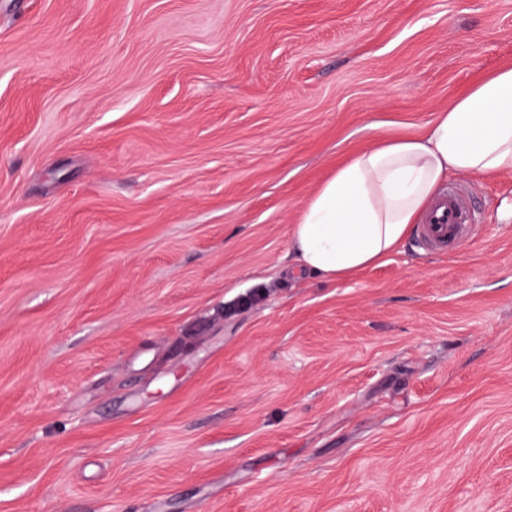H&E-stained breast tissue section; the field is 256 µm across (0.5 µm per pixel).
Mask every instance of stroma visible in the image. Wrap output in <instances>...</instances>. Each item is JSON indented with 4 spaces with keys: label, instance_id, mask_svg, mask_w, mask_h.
<instances>
[{
    "label": "stroma",
    "instance_id": "obj_1",
    "mask_svg": "<svg viewBox=\"0 0 512 512\" xmlns=\"http://www.w3.org/2000/svg\"><path fill=\"white\" fill-rule=\"evenodd\" d=\"M506 68L512 0H0V512H512V171L457 254H290Z\"/></svg>",
    "mask_w": 512,
    "mask_h": 512
}]
</instances>
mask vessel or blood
Masks as SVG:
<instances>
[{
  "label": "vessel or blood",
  "instance_id": "b4317fda",
  "mask_svg": "<svg viewBox=\"0 0 512 512\" xmlns=\"http://www.w3.org/2000/svg\"><path fill=\"white\" fill-rule=\"evenodd\" d=\"M472 222L471 211L456 188H448L417 229L419 245L428 252L445 254L464 246Z\"/></svg>",
  "mask_w": 512,
  "mask_h": 512
}]
</instances>
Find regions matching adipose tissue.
I'll use <instances>...</instances> for the list:
<instances>
[{"mask_svg":"<svg viewBox=\"0 0 512 512\" xmlns=\"http://www.w3.org/2000/svg\"><path fill=\"white\" fill-rule=\"evenodd\" d=\"M512 170V68L486 77L424 134L355 153L292 229L297 263L333 282L396 251L454 175Z\"/></svg>","mask_w":512,"mask_h":512,"instance_id":"1","label":"adipose tissue"}]
</instances>
